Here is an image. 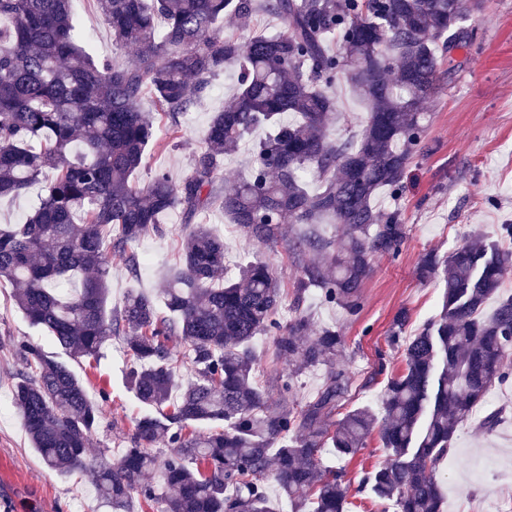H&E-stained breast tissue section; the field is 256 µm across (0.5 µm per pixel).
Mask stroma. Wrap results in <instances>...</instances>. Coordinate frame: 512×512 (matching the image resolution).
Returning <instances> with one entry per match:
<instances>
[{
    "label": "stroma",
    "mask_w": 512,
    "mask_h": 512,
    "mask_svg": "<svg viewBox=\"0 0 512 512\" xmlns=\"http://www.w3.org/2000/svg\"><path fill=\"white\" fill-rule=\"evenodd\" d=\"M71 11L83 37L99 59L128 64L129 48L117 46L96 11L93 0H72ZM476 38L467 49L451 51L452 68L441 71L445 94L428 103L429 121L422 149L406 175V189L392 198L379 192L374 200L381 210L399 209L407 238L398 257L378 256L373 273L362 289L363 309L350 316L343 309L322 304L310 290L305 306L314 325L331 326L344 339L338 361L349 377V388L336 413L367 406L379 410L383 389L391 376L405 367L402 350L387 342L394 317L406 311L405 336H413L440 307L439 280H420L416 269L430 251L447 253L471 234L495 237L498 225L512 224V0H484L480 12L465 22ZM236 74L227 69L216 75L206 96L181 119L183 137L163 152L147 157L139 180L147 182L155 169L182 179L191 170V158L201 149L214 112L223 109L234 92ZM338 117L330 127L335 137H359L367 117L363 105L344 80L332 87ZM224 235L228 269L246 257L267 261L286 289H295L300 277L298 260L285 244L254 246L225 218L221 204L198 217ZM166 233L135 243L141 258L138 275H129L122 255L111 257L113 304L128 292L151 291L177 259L180 240L190 232L179 212L163 218ZM28 341L53 351L49 337L32 328L13 301L12 288L0 287V396H10L21 367L19 342ZM69 367L84 383L93 400H104L105 415L90 444L94 460L113 459L126 445L131 421L139 407L125 380L126 358L121 339H113L97 368L69 360ZM492 406H477L472 418L460 425L452 451L440 462L438 474L447 494L443 512H482L484 501L512 497V383L497 388ZM502 409L507 419L493 432L480 422L489 409ZM387 452L378 434L354 457L339 459L330 449L321 452L329 470H344L349 512H382V502L359 489L363 471L383 464ZM0 512H108L97 497L89 474L59 475L46 470L23 428L16 408L0 416Z\"/></svg>",
    "instance_id": "35a3bbf8"
}]
</instances>
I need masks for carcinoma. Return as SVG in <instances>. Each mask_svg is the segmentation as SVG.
<instances>
[{
    "instance_id": "cac0c4a2",
    "label": "carcinoma",
    "mask_w": 512,
    "mask_h": 512,
    "mask_svg": "<svg viewBox=\"0 0 512 512\" xmlns=\"http://www.w3.org/2000/svg\"><path fill=\"white\" fill-rule=\"evenodd\" d=\"M115 44L134 49L127 66L96 59L83 44L70 0H0V197L39 187L19 224L0 226V285L16 308L57 347L17 345L23 370L13 404L43 465L71 475L92 471L110 512H275L273 477L290 512H346L344 475L322 466L366 447L376 422L389 460L363 473L360 488L396 512H442L437 476L456 429L490 388L512 378V295L486 315L487 300L512 268V224L480 233L449 252L426 254L422 280L441 275L442 305L408 343L407 315L388 336L405 369L382 395V417L367 408L331 420L348 390L337 366L344 340L314 329L305 293L357 314L376 256L397 257L406 239L399 211L373 205L383 189L403 194L410 161L424 142V105L442 90L436 47L471 44L462 27L480 0H94ZM259 12L278 31L220 36L229 17L246 30ZM229 66L237 86L212 117L191 172L176 182L157 170L136 183L149 150L180 137V117ZM341 77L368 118L355 140L330 136ZM151 92L169 120L159 135L140 109ZM263 128L248 172L224 192V216L262 245L286 242L301 275L288 292L270 264L250 261L226 277L224 234L197 224L154 292L132 291L110 304V256L128 272L141 261L132 244L163 234L160 217L180 210L189 224L212 203L224 156ZM319 188L311 191L309 182ZM294 224H333L330 237L292 235ZM122 337L127 384L144 414L127 447L92 464L89 443L104 416L63 360L98 359ZM273 338L288 363L280 400L255 376L253 341ZM183 347V353L175 346ZM188 366L192 379L183 381ZM328 368L314 398L297 402L298 377ZM162 439L169 452L152 453ZM161 468L162 483L145 477Z\"/></svg>"
}]
</instances>
